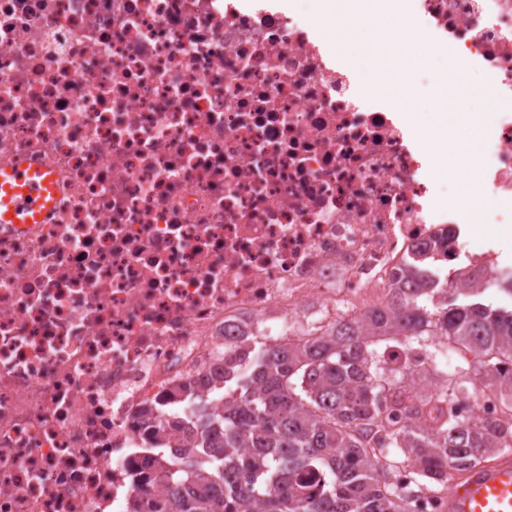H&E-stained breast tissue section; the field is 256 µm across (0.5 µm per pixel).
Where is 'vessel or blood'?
I'll return each mask as SVG.
<instances>
[{
	"label": "vessel or blood",
	"instance_id": "vessel-or-blood-1",
	"mask_svg": "<svg viewBox=\"0 0 512 512\" xmlns=\"http://www.w3.org/2000/svg\"><path fill=\"white\" fill-rule=\"evenodd\" d=\"M57 194L55 179L34 163L0 170V225L40 223ZM445 499L448 512H512V455L469 471Z\"/></svg>",
	"mask_w": 512,
	"mask_h": 512
}]
</instances>
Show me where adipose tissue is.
Returning <instances> with one entry per match:
<instances>
[{
  "instance_id": "ef3b65f1",
  "label": "adipose tissue",
  "mask_w": 512,
  "mask_h": 512,
  "mask_svg": "<svg viewBox=\"0 0 512 512\" xmlns=\"http://www.w3.org/2000/svg\"><path fill=\"white\" fill-rule=\"evenodd\" d=\"M335 24L331 31L339 52L351 62L364 66L365 94L403 106L414 94L416 70L424 61L411 53L413 31L406 21L403 0H321ZM448 112V81L439 79L425 113H411L410 133L437 160L436 172L446 170V160L471 166L476 142L461 144V129L470 125V115L458 113L455 126L443 117Z\"/></svg>"
}]
</instances>
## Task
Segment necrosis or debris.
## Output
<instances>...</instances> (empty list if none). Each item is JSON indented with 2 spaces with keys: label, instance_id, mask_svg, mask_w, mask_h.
<instances>
[{
  "label": "necrosis or debris",
  "instance_id": "4bbe7bcc",
  "mask_svg": "<svg viewBox=\"0 0 512 512\" xmlns=\"http://www.w3.org/2000/svg\"><path fill=\"white\" fill-rule=\"evenodd\" d=\"M418 36L498 106L478 165L512 223V0H406ZM291 7L0 0V168L61 186L0 225V512H126L155 435L224 407V341L309 333L388 302L410 259L470 252L424 159Z\"/></svg>",
  "mask_w": 512,
  "mask_h": 512
}]
</instances>
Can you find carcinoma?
Returning <instances> with one entry per match:
<instances>
[{"label": "carcinoma", "mask_w": 512, "mask_h": 512, "mask_svg": "<svg viewBox=\"0 0 512 512\" xmlns=\"http://www.w3.org/2000/svg\"><path fill=\"white\" fill-rule=\"evenodd\" d=\"M421 261L405 265L393 300L360 321L337 325L299 344L267 342L224 357V380L247 363V381L224 401V414L194 420L199 444L168 464L172 449L157 440L154 479L168 498L149 493L128 512H411V489H395L400 456L415 462L413 487L443 481L448 464L468 471L501 451L505 426L465 420L448 408L436 429L395 427L382 414L413 415L429 401L406 386L383 383L382 341L443 336L485 358L489 385L508 393L512 413V307L485 302L494 288L512 296V269L485 288H459L453 279L434 301ZM253 449L243 483L224 481L236 449Z\"/></svg>", "instance_id": "carcinoma-1"}]
</instances>
